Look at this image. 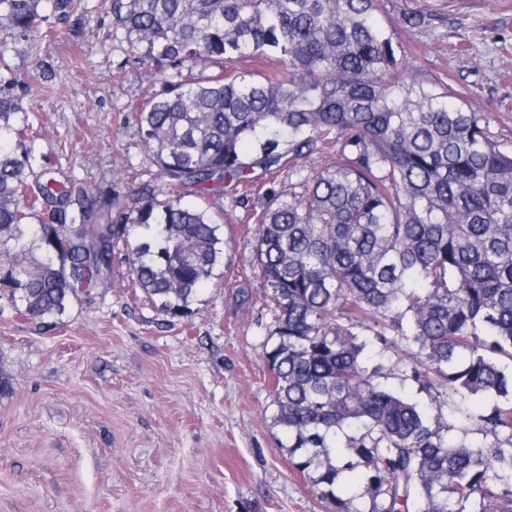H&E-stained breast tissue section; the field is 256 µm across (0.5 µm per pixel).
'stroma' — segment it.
<instances>
[{
    "label": "stroma",
    "mask_w": 512,
    "mask_h": 512,
    "mask_svg": "<svg viewBox=\"0 0 512 512\" xmlns=\"http://www.w3.org/2000/svg\"><path fill=\"white\" fill-rule=\"evenodd\" d=\"M411 73L464 92L512 151V0H382ZM43 31L0 34V100L22 113L13 142L35 172L85 191L92 223L124 224L154 182L136 119L172 68L143 60L105 0H44ZM224 261L182 317L135 288L125 245L109 287L32 319L0 300V512H340L369 506L341 478L322 499L273 420L264 352L273 315L257 276V224L237 191L207 196ZM467 402L449 437L485 442Z\"/></svg>",
    "instance_id": "35a3bbf8"
}]
</instances>
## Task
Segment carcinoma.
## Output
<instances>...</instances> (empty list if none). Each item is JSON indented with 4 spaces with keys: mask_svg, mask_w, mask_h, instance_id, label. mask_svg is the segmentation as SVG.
Listing matches in <instances>:
<instances>
[{
    "mask_svg": "<svg viewBox=\"0 0 512 512\" xmlns=\"http://www.w3.org/2000/svg\"><path fill=\"white\" fill-rule=\"evenodd\" d=\"M41 0H0V31L38 30ZM130 46L178 80L139 109L156 167L132 226L91 224L83 201L11 146L0 101V300L21 315L61 316L89 278L108 285L126 244L136 287L186 314L224 261L222 224L205 195L257 198L258 276L276 338L274 417L321 497L361 470L366 512H512V152L500 149L461 93L408 71L380 0H112ZM248 58L271 63L254 75ZM212 63L218 72L196 74ZM336 142V162H298ZM287 168L277 191L264 176ZM38 193H28L30 178ZM191 189L199 202L182 203ZM64 220L29 224L39 200ZM397 356L448 409L501 398L480 417L489 444L448 438L442 411L383 382ZM346 428L347 454L336 455Z\"/></svg>",
    "mask_w": 512,
    "mask_h": 512,
    "instance_id": "carcinoma-1",
    "label": "carcinoma"
}]
</instances>
